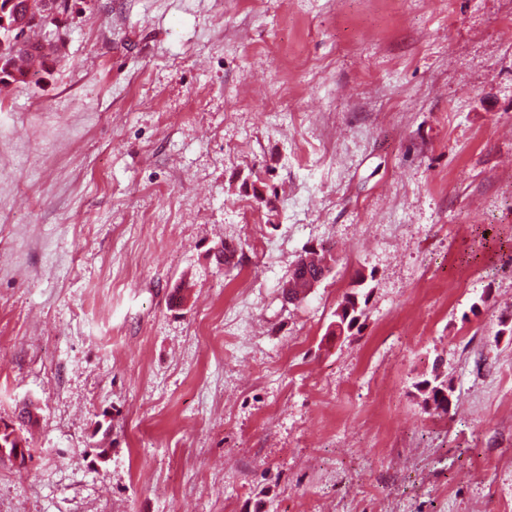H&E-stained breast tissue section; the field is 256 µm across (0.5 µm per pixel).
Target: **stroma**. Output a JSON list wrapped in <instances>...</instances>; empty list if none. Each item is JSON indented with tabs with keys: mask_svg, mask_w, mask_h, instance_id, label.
<instances>
[{
	"mask_svg": "<svg viewBox=\"0 0 512 512\" xmlns=\"http://www.w3.org/2000/svg\"><path fill=\"white\" fill-rule=\"evenodd\" d=\"M61 30L0 82L30 446L0 512H512V0H71ZM313 243L336 266L286 303ZM365 279L363 278L358 283L357 287L354 288L352 292L347 293L343 299V301L339 304V307L336 309V321H339L340 324L344 325L345 333H351L356 327H359L360 321L363 317H366V307L368 304V294L365 295L363 304L360 300V297H363L362 290L366 288ZM352 298L357 299V302L353 301ZM351 306V313L347 315L346 307ZM342 310V314L338 311ZM334 321V322H336ZM418 389L424 396L423 401L425 405L432 401L435 405V410L440 409L441 413L448 412L454 393V389L448 383V380L440 379V375L435 374L431 380H424L419 383Z\"/></svg>",
	"mask_w": 512,
	"mask_h": 512,
	"instance_id": "stroma-1",
	"label": "stroma"
}]
</instances>
